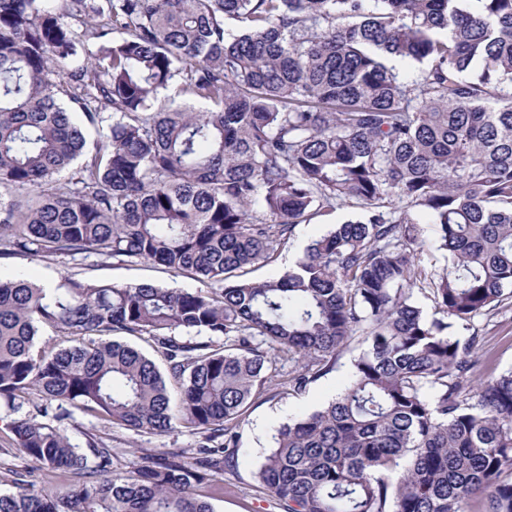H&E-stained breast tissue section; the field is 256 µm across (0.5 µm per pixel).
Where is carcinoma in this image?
Here are the masks:
<instances>
[{"label":"carcinoma","instance_id":"carcinoma-1","mask_svg":"<svg viewBox=\"0 0 512 512\" xmlns=\"http://www.w3.org/2000/svg\"><path fill=\"white\" fill-rule=\"evenodd\" d=\"M170 85L212 108L156 107ZM343 205L360 216L250 278ZM17 257L148 261L202 287L0 280L5 430L46 476L0 471L18 488L0 512H214L195 488L231 492L211 472L256 394L304 390L356 336L349 385L277 429L265 493L282 512H512V371L472 384L477 334L451 332L512 299V0H0V259ZM76 410L205 443L98 481L112 449L71 440ZM421 227L423 230V237L427 240L428 247L424 248L421 254V267L427 274L442 273L448 267V253L442 250H437L433 246L434 242V226L429 223L427 217H421Z\"/></svg>","mask_w":512,"mask_h":512}]
</instances>
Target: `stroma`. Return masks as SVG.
I'll return each instance as SVG.
<instances>
[{"label":"stroma","instance_id":"35a3bbf8","mask_svg":"<svg viewBox=\"0 0 512 512\" xmlns=\"http://www.w3.org/2000/svg\"><path fill=\"white\" fill-rule=\"evenodd\" d=\"M356 216V208L345 205L329 216L297 225L279 258L273 263L256 266L252 273L253 279L267 280L279 276L311 240L327 232L331 225ZM65 276L115 285L154 282L179 290H193L198 286L197 281L190 276L175 275L161 265L148 262L102 264L91 258L84 264L74 265L65 261L0 259L1 279L24 277L55 283ZM473 327L479 340L473 378L512 369V304L476 318ZM361 349V344L356 342L343 348L329 371L309 383L300 393L283 392L275 395L267 392L251 403L238 430V453L232 462L222 464L214 475L215 480L231 489L230 494L212 498L214 512H280L276 501L263 494L257 486L255 473L263 456L271 447L272 438L281 424L319 408L350 382L352 362ZM67 433L78 444L84 443L91 434L103 437L116 452L113 467L117 470L123 469L133 457L146 452L176 450L192 456L196 454L201 442L200 434L184 428L162 435L137 433L124 428L105 427L80 412L75 413L69 422Z\"/></svg>","mask_w":512,"mask_h":512}]
</instances>
